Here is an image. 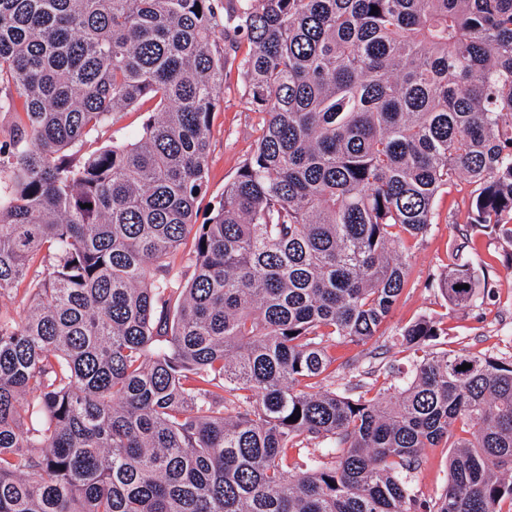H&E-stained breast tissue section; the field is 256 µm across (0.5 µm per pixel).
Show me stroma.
<instances>
[{
	"instance_id": "obj_1",
	"label": "stroma",
	"mask_w": 512,
	"mask_h": 512,
	"mask_svg": "<svg viewBox=\"0 0 512 512\" xmlns=\"http://www.w3.org/2000/svg\"><path fill=\"white\" fill-rule=\"evenodd\" d=\"M262 119L250 102L237 64H229L223 100L211 115L207 182L200 209H208L220 199L225 182L252 153ZM473 190V184L462 178L449 185L434 202L433 223L426 236L406 240L401 255L407 267V285L386 322L367 345L342 344L334 350L338 391L373 383L374 372L386 365L409 367L413 355L400 344L397 331L423 314L441 317L446 330L445 336L433 343V350H465L482 357L512 359V262L505 258L512 246L470 226L468 203ZM465 236L486 263L490 293L469 307L457 308L445 303L437 283L452 262V244ZM448 453L444 446L423 450L417 485L421 498L432 499L444 487Z\"/></svg>"
}]
</instances>
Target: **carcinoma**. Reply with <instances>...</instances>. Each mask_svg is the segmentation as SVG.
<instances>
[{
    "label": "carcinoma",
    "instance_id": "1",
    "mask_svg": "<svg viewBox=\"0 0 512 512\" xmlns=\"http://www.w3.org/2000/svg\"><path fill=\"white\" fill-rule=\"evenodd\" d=\"M218 29L265 118L200 222ZM2 88L0 512H512V360L431 351L422 315L400 387L326 384L449 183L512 244V0H0ZM455 257L463 307L485 262ZM152 116L150 104L139 110L124 112L118 116V121L113 129H120L116 134L118 138L130 137L137 133L144 123ZM449 448L442 443L438 448H425L421 454L417 490L422 499L434 498L444 487L448 477Z\"/></svg>",
    "mask_w": 512,
    "mask_h": 512
}]
</instances>
